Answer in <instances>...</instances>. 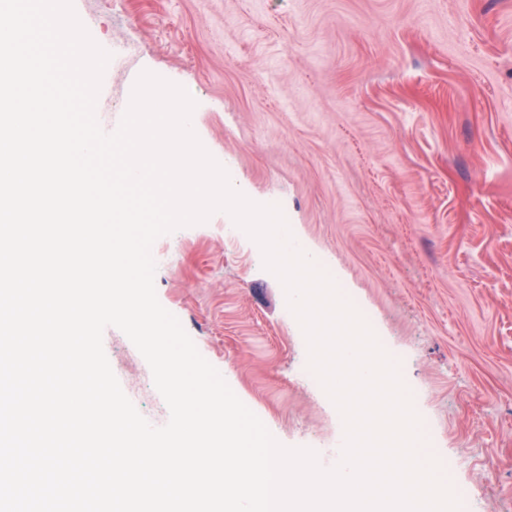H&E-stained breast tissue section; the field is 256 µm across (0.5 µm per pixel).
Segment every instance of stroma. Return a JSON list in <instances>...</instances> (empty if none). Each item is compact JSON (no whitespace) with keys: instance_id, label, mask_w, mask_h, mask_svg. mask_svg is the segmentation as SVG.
Returning <instances> with one entry per match:
<instances>
[{"instance_id":"1","label":"stroma","mask_w":512,"mask_h":512,"mask_svg":"<svg viewBox=\"0 0 512 512\" xmlns=\"http://www.w3.org/2000/svg\"><path fill=\"white\" fill-rule=\"evenodd\" d=\"M119 47L105 132L149 71L196 102L194 132L246 196L280 205L370 316L460 512H512V0H73ZM232 218L159 237L154 284L278 442L333 468L341 415L308 379L280 280ZM103 347L153 426L169 409L129 338Z\"/></svg>"}]
</instances>
